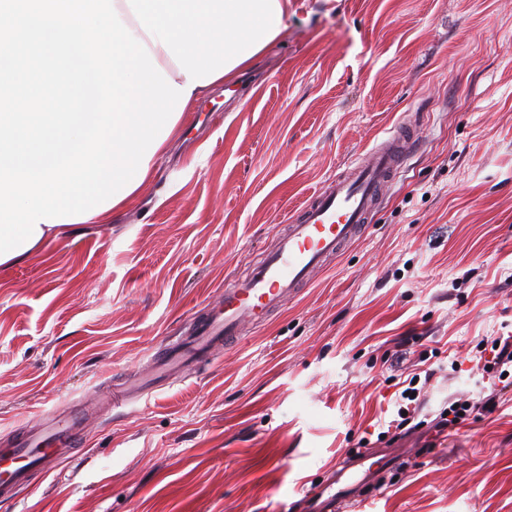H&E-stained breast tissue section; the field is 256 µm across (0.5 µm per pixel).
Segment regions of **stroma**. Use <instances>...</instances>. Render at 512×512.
<instances>
[{
    "label": "stroma",
    "instance_id": "obj_1",
    "mask_svg": "<svg viewBox=\"0 0 512 512\" xmlns=\"http://www.w3.org/2000/svg\"><path fill=\"white\" fill-rule=\"evenodd\" d=\"M257 67L186 114L150 187L0 269V442L91 415L74 456L0 512H303L359 440L403 456L353 512H512V369L499 405L381 439L393 377L427 358L420 417L491 392L512 336V0H288ZM420 145L364 233L264 326L111 409L179 329L273 249L310 194L403 116ZM491 351L493 352L492 359L486 361L484 365L487 373H497L504 365L512 367V336L495 338Z\"/></svg>",
    "mask_w": 512,
    "mask_h": 512
}]
</instances>
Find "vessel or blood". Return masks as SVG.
Masks as SVG:
<instances>
[{
	"instance_id": "vessel-or-blood-1",
	"label": "vessel or blood",
	"mask_w": 512,
	"mask_h": 512,
	"mask_svg": "<svg viewBox=\"0 0 512 512\" xmlns=\"http://www.w3.org/2000/svg\"><path fill=\"white\" fill-rule=\"evenodd\" d=\"M414 145L412 124L400 121L367 156L313 193L292 217L277 246L242 278L227 282L220 300L153 362L156 375L184 374L216 349L241 340L243 330L265 322L283 301L325 268L368 224ZM85 418L50 419L42 431L0 447V499L11 498L33 475H50L63 461Z\"/></svg>"
}]
</instances>
